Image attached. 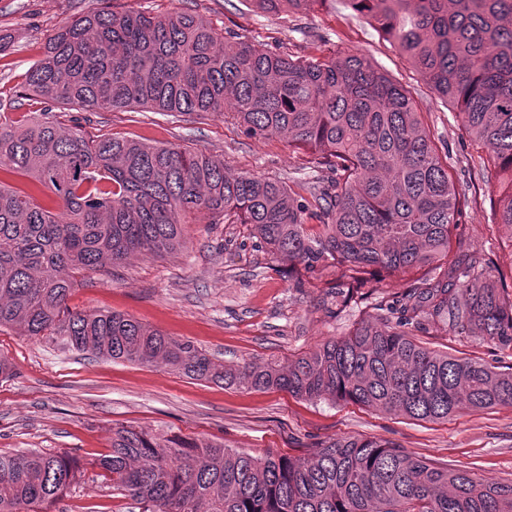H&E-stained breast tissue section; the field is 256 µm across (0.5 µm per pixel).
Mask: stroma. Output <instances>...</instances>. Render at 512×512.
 Here are the masks:
<instances>
[{
    "label": "stroma",
    "mask_w": 512,
    "mask_h": 512,
    "mask_svg": "<svg viewBox=\"0 0 512 512\" xmlns=\"http://www.w3.org/2000/svg\"><path fill=\"white\" fill-rule=\"evenodd\" d=\"M139 10L163 15L182 10L219 29L296 56L331 51L365 54L411 91L448 170L466 199L454 241L498 264L512 278V233L495 224L491 188L470 160L476 152L455 110L426 85L388 41L342 0H317L302 14L271 17L252 0H0V33L11 36L0 52V109L10 117H39L42 107L20 97L26 71L44 52L55 28L90 10ZM63 125H81L90 138L118 134L151 144L175 143L247 171L284 181L325 186V167H309L308 153L279 138L256 139L214 115H167L138 108L91 112L53 104ZM187 246L167 256L135 254L121 263L77 276L69 308L133 317L167 335L192 341L222 362L288 361L331 337L347 334L373 314L382 298L416 277L374 274L371 288L348 305L337 304L335 268L304 276L272 258L250 225L213 223L205 216L187 226ZM435 348L495 366L512 361V349L440 327ZM0 354L15 366L0 381V454L25 448L68 453L86 461L110 451L113 427H147L203 437L251 454L270 450L305 458L339 437H378L437 464L469 471L486 484L512 480V406L463 411L445 421H417L337 403L304 399L278 389H242L195 381L164 366H142L0 330ZM49 512H142L131 497L113 491L97 470Z\"/></svg>",
    "instance_id": "35a3bbf8"
}]
</instances>
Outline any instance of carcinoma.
<instances>
[{"instance_id":"cac0c4a2","label":"carcinoma","mask_w":512,"mask_h":512,"mask_svg":"<svg viewBox=\"0 0 512 512\" xmlns=\"http://www.w3.org/2000/svg\"><path fill=\"white\" fill-rule=\"evenodd\" d=\"M254 2L277 16L318 0ZM344 3L456 105L463 130L494 168L495 223L512 232V0ZM24 88L93 112L229 111L247 136L282 138L336 179L304 197L178 144L91 139L77 125L1 112L0 172L28 184L0 180V328L94 356L160 361L194 380L328 396L414 420L512 405V365L497 370L423 340L446 324L511 346L512 295L480 253L451 254L461 202L448 161L410 91L365 55L297 57L195 14L97 10L53 33ZM199 215L251 225L268 252L298 271L336 267L345 304L376 271L422 276L380 301V314L286 367L224 365L123 314L68 307L75 273L134 252H176ZM111 448L91 463L37 449L0 455V512H42L84 482L90 466L143 512H512V481L487 485L378 438L341 437L301 459L119 427Z\"/></svg>"}]
</instances>
